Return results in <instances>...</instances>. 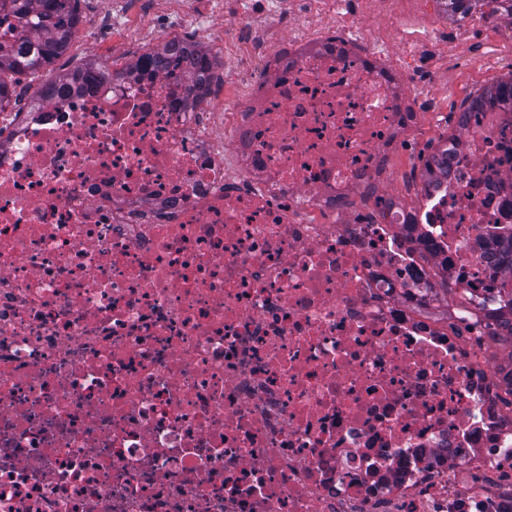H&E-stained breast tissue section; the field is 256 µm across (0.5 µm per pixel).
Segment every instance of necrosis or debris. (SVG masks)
Listing matches in <instances>:
<instances>
[{"instance_id": "4bbe7bcc", "label": "necrosis or debris", "mask_w": 512, "mask_h": 512, "mask_svg": "<svg viewBox=\"0 0 512 512\" xmlns=\"http://www.w3.org/2000/svg\"><path fill=\"white\" fill-rule=\"evenodd\" d=\"M125 5L77 46L125 48ZM172 6L198 53L161 28L162 70L0 107V512H512V98L448 111L455 33L393 0Z\"/></svg>"}]
</instances>
